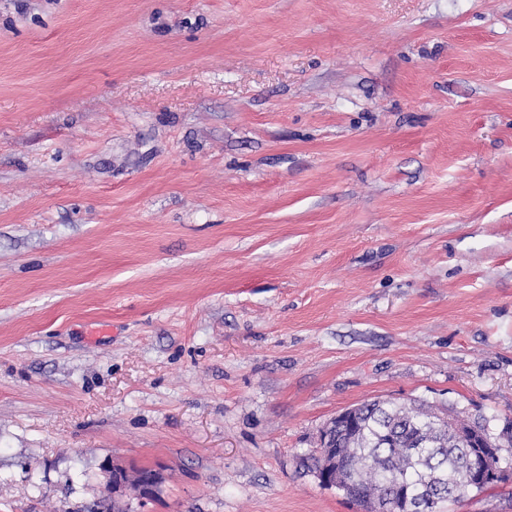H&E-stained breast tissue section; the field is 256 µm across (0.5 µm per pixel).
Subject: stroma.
Returning <instances> with one entry per match:
<instances>
[{"mask_svg":"<svg viewBox=\"0 0 512 512\" xmlns=\"http://www.w3.org/2000/svg\"><path fill=\"white\" fill-rule=\"evenodd\" d=\"M373 399L512 420V0H0V512H360ZM314 453L317 454L318 458L317 469L314 472L313 470L316 467L317 459L313 453L304 458L303 463L308 470L315 474L319 483L331 488L336 486L340 487L345 495L354 499L350 494L352 490L350 482L343 478V473H345L347 466L343 455L331 452L326 448H316ZM103 473L105 475L107 485L112 488V497H119L125 495L130 482L132 481L131 473L124 467L112 463L104 467Z\"/></svg>","mask_w":512,"mask_h":512,"instance_id":"obj_1","label":"stroma"}]
</instances>
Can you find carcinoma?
<instances>
[{"instance_id":"1","label":"carcinoma","mask_w":512,"mask_h":512,"mask_svg":"<svg viewBox=\"0 0 512 512\" xmlns=\"http://www.w3.org/2000/svg\"><path fill=\"white\" fill-rule=\"evenodd\" d=\"M355 412L348 425L336 427L334 448L346 452L353 463L360 492L392 495L401 490L415 500L429 479L443 487L462 485L461 493L469 492L448 423L431 410L375 399L358 405ZM420 439L429 440L421 457L412 453Z\"/></svg>"}]
</instances>
